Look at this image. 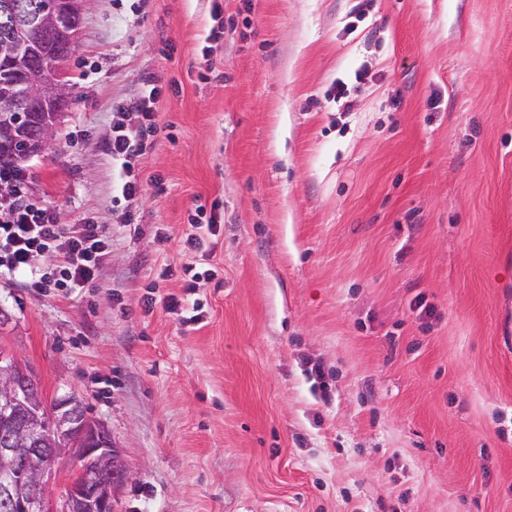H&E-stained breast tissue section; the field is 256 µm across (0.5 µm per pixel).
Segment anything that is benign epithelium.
<instances>
[{"instance_id": "obj_1", "label": "benign epithelium", "mask_w": 512, "mask_h": 512, "mask_svg": "<svg viewBox=\"0 0 512 512\" xmlns=\"http://www.w3.org/2000/svg\"><path fill=\"white\" fill-rule=\"evenodd\" d=\"M61 21L62 15L55 11L23 18L12 37L0 43V52L19 53L30 34ZM68 95V84L61 77L49 85L34 75L27 89L32 101ZM59 120L57 115L44 127L34 152L46 149ZM29 379L30 368L21 355L0 354V425L5 429L0 442V503L14 512H114L129 473L107 428L92 420L71 397L47 406ZM62 457L71 461L73 473L60 504L52 484Z\"/></svg>"}]
</instances>
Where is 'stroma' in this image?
Listing matches in <instances>:
<instances>
[{
	"instance_id": "35a3bbf8",
	"label": "stroma",
	"mask_w": 512,
	"mask_h": 512,
	"mask_svg": "<svg viewBox=\"0 0 512 512\" xmlns=\"http://www.w3.org/2000/svg\"><path fill=\"white\" fill-rule=\"evenodd\" d=\"M356 3L88 0L21 168L112 253L0 275V346L108 428L116 512H512V0ZM149 78L129 202L106 143Z\"/></svg>"
}]
</instances>
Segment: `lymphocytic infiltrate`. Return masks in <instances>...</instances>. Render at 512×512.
I'll return each mask as SVG.
<instances>
[{"label":"lymphocytic infiltrate","instance_id":"obj_1","mask_svg":"<svg viewBox=\"0 0 512 512\" xmlns=\"http://www.w3.org/2000/svg\"><path fill=\"white\" fill-rule=\"evenodd\" d=\"M159 95L156 82L145 81L126 109L127 114L141 117V124L113 127L108 152L122 169H129L143 138L156 130L152 118ZM0 184L10 187L8 196L0 199V270L25 273L27 287L42 291L93 282L112 251V236L106 228L89 219L72 225L58 223L49 209L30 198L19 168H0ZM46 252L57 258L50 270L37 263Z\"/></svg>","mask_w":512,"mask_h":512}]
</instances>
